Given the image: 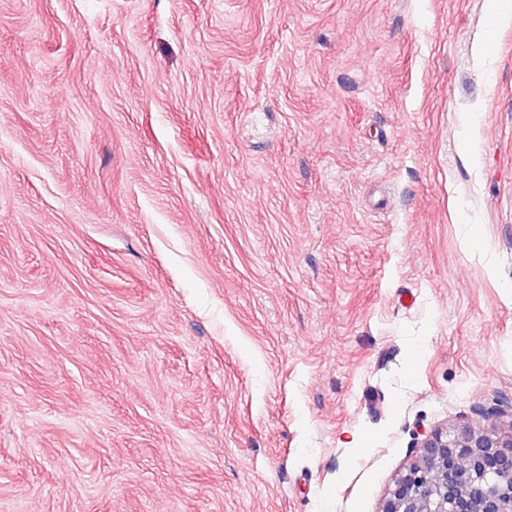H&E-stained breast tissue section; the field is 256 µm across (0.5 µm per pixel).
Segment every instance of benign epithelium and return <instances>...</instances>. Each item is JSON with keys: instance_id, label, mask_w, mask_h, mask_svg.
<instances>
[{"instance_id": "1", "label": "benign epithelium", "mask_w": 512, "mask_h": 512, "mask_svg": "<svg viewBox=\"0 0 512 512\" xmlns=\"http://www.w3.org/2000/svg\"><path fill=\"white\" fill-rule=\"evenodd\" d=\"M474 414L484 423L424 432L380 512H512V405Z\"/></svg>"}]
</instances>
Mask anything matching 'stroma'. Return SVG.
Wrapping results in <instances>:
<instances>
[{"instance_id": "stroma-1", "label": "stroma", "mask_w": 512, "mask_h": 512, "mask_svg": "<svg viewBox=\"0 0 512 512\" xmlns=\"http://www.w3.org/2000/svg\"><path fill=\"white\" fill-rule=\"evenodd\" d=\"M497 0H0V512H379L512 403Z\"/></svg>"}]
</instances>
